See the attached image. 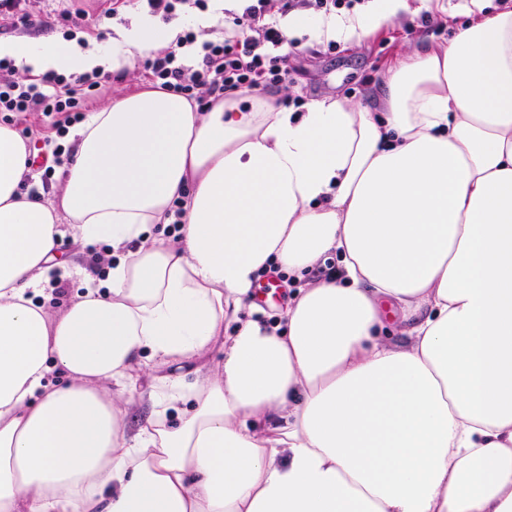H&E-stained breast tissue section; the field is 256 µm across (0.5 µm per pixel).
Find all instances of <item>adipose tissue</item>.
<instances>
[{
  "label": "adipose tissue",
  "mask_w": 512,
  "mask_h": 512,
  "mask_svg": "<svg viewBox=\"0 0 512 512\" xmlns=\"http://www.w3.org/2000/svg\"><path fill=\"white\" fill-rule=\"evenodd\" d=\"M242 7L90 48L0 40V58L119 69ZM443 9L370 0L286 32L360 46ZM461 10L358 101L117 95L72 133L49 205L0 125V512H512V7ZM67 234L114 260L54 316ZM273 266L300 284L278 325L250 296ZM136 369L151 414L133 431Z\"/></svg>",
  "instance_id": "1"
}]
</instances>
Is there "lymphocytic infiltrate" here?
<instances>
[{
  "label": "lymphocytic infiltrate",
  "instance_id": "f902f5d3",
  "mask_svg": "<svg viewBox=\"0 0 512 512\" xmlns=\"http://www.w3.org/2000/svg\"><path fill=\"white\" fill-rule=\"evenodd\" d=\"M359 0H249L242 12L224 19L222 37L198 42L193 30L181 34L165 52L140 61L144 75L160 88L183 95L206 111L213 99L238 94L263 96L270 89L293 84L290 56L297 40L288 38L274 17L295 8L331 13L352 9ZM200 44L198 60L185 64L182 47ZM98 73L65 77L48 73L23 82L10 62L0 59V112H38L54 118L57 131L79 122L89 101L100 92Z\"/></svg>",
  "mask_w": 512,
  "mask_h": 512
}]
</instances>
